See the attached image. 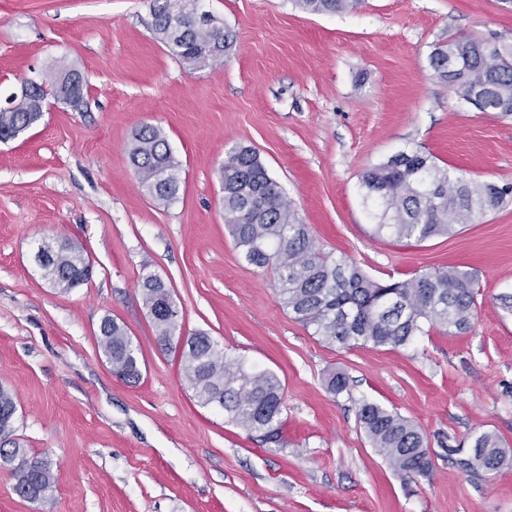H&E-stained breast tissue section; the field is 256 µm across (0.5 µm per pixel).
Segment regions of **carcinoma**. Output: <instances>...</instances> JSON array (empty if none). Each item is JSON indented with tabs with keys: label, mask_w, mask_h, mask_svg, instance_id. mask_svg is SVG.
Listing matches in <instances>:
<instances>
[{
	"label": "carcinoma",
	"mask_w": 512,
	"mask_h": 512,
	"mask_svg": "<svg viewBox=\"0 0 512 512\" xmlns=\"http://www.w3.org/2000/svg\"><path fill=\"white\" fill-rule=\"evenodd\" d=\"M153 30L169 53L191 65L213 67L224 57L212 54L215 33L190 28L181 35L171 29V0H155ZM317 14L356 8L361 0H297ZM512 47L490 53L472 39L450 38L433 49L430 66L452 84L453 92L470 103L473 92L486 90V112L512 107ZM62 72L46 74L38 86L14 96L13 106L0 110V140L19 136L38 123L48 95L55 93ZM129 160L140 184L156 199L168 201L179 191L175 159L162 132L145 125L133 135ZM224 190V218L230 236L247 263L274 266L277 292L294 319L330 345L370 344L397 349L413 344L426 328L463 332L470 328L477 304L474 274L457 267L426 271L409 279H374L354 262L324 253L308 225L302 223L259 153L250 146L233 148L219 170ZM363 203L376 233L398 240L423 242L448 235L472 223L475 215L497 209L512 198V184L498 186L464 180L440 167L418 149L402 150L361 177ZM38 251L51 262L57 287L71 290L80 269L82 250L55 242ZM142 299L152 316L156 340L163 350L179 349L186 379L198 402L224 412V419L246 430L261 444H282L283 389L272 373L248 369L215 349L210 336L198 332L177 345L179 316L163 313L172 300L165 282L154 274L141 280ZM99 345L112 371L128 383L141 378L140 362L125 327L106 316L99 326ZM332 394L348 388V378L332 372L326 378ZM17 413L15 393L0 386V469L9 472L16 494L30 502L46 499L53 489L49 460L33 454L14 438L6 422ZM359 421L373 448L404 480L428 478L433 462L425 437L410 420L381 404L362 400ZM456 465L466 473H496L512 463L493 432L473 438L467 452L458 448Z\"/></svg>",
	"instance_id": "carcinoma-1"
}]
</instances>
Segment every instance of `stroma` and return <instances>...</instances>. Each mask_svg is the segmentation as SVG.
<instances>
[{
  "label": "stroma",
  "mask_w": 512,
  "mask_h": 512,
  "mask_svg": "<svg viewBox=\"0 0 512 512\" xmlns=\"http://www.w3.org/2000/svg\"><path fill=\"white\" fill-rule=\"evenodd\" d=\"M236 34L223 66L193 68L152 31L154 0H0V103L62 67L80 106L51 101L0 141V385L15 436L51 462L29 502L0 472V512H512V465L455 463L483 431L512 454V202L424 242L377 236L362 173L418 149L478 183H512V114L461 103L429 65L454 37L512 45V0H362L311 14L294 0H202ZM159 128L179 163L163 203L128 162L133 132ZM260 154L323 251L376 279L457 266L479 283L472 326L390 349L331 346L282 304L273 269L244 261L224 220L218 170L237 145ZM67 239L92 266L62 291L34 256ZM172 291L182 333L206 332L284 391L280 446L202 406L179 355L160 349L142 275ZM124 325L141 379L113 375L103 317ZM349 389L330 393L331 371ZM411 420L433 461L407 483L371 447L361 400ZM61 89L64 90L62 97L70 102L74 107L79 106L83 102V93L80 84V74L76 70H70L65 74L61 81Z\"/></svg>",
  "instance_id": "35a3bbf8"
}]
</instances>
